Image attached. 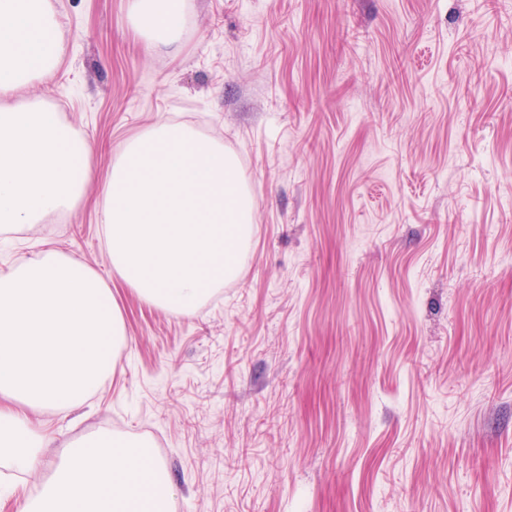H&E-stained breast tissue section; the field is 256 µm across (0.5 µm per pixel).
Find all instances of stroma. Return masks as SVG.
Returning <instances> with one entry per match:
<instances>
[{"label":"stroma","instance_id":"stroma-1","mask_svg":"<svg viewBox=\"0 0 512 512\" xmlns=\"http://www.w3.org/2000/svg\"><path fill=\"white\" fill-rule=\"evenodd\" d=\"M39 99L92 144L72 209L0 246L111 288L129 341L49 475L111 432L181 512H512V0H187L178 48L126 0H53ZM168 118L234 152L255 200L237 280L192 314L112 270L120 145Z\"/></svg>","mask_w":512,"mask_h":512}]
</instances>
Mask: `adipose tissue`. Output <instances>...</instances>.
Listing matches in <instances>:
<instances>
[{
	"label": "adipose tissue",
	"instance_id": "adipose-tissue-1",
	"mask_svg": "<svg viewBox=\"0 0 512 512\" xmlns=\"http://www.w3.org/2000/svg\"><path fill=\"white\" fill-rule=\"evenodd\" d=\"M140 38L177 46L186 0H127ZM60 23L51 0H0V95L55 70ZM92 147L45 104L0 108V228H34L76 205ZM126 333L111 288L83 262L52 250L0 275V466L31 473L52 431L34 412L86 405L117 362ZM163 464L109 433L72 443L19 512H169Z\"/></svg>",
	"mask_w": 512,
	"mask_h": 512
}]
</instances>
